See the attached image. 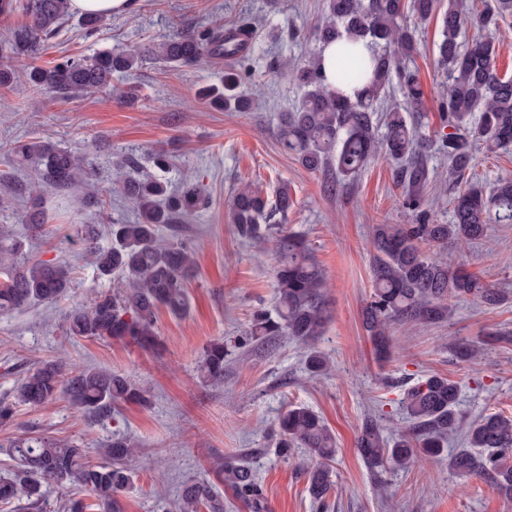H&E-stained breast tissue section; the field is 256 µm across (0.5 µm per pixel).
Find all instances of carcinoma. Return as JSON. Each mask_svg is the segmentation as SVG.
Instances as JSON below:
<instances>
[{
    "label": "carcinoma",
    "mask_w": 512,
    "mask_h": 512,
    "mask_svg": "<svg viewBox=\"0 0 512 512\" xmlns=\"http://www.w3.org/2000/svg\"><path fill=\"white\" fill-rule=\"evenodd\" d=\"M436 4L437 0H324L316 40L323 46L336 44V88L325 84L318 53L294 69V79L306 92L295 111L279 117L281 149L312 172L333 163L336 174L345 180L381 156L393 164L405 204L418 207L431 171L426 139L414 119V114L424 111L425 95L407 64L416 51V40L405 22L410 14L428 19ZM16 13L26 21L0 38V88L9 89L22 80L71 98L107 89L113 74L140 69L148 55L180 65L224 56L234 64L224 72L223 87H203L198 96L226 112L252 109V99L238 91L249 74L245 62L251 56L246 38L252 26L245 19L229 27L203 25L178 32L145 54L112 49L90 57L63 56L49 68L31 66L20 72L15 61L31 55L41 42L58 33L70 13L69 0H0L1 19ZM507 16H512V0H485L481 8L448 0L442 16L436 63L445 82L437 110L448 132L440 135L438 150L448 159L452 182L463 181L472 168L476 147L494 154L512 146V77L498 74L490 39H475L470 44L461 40L462 31L489 33ZM360 42L368 47L369 55L356 49ZM394 85L405 107L375 117L374 103ZM347 88L355 97L345 94ZM10 152L22 164L36 162L45 186L73 189L88 202L103 205L88 156L43 141L18 142ZM115 192L134 206L137 221L110 224L106 246L95 225H84L81 255L92 258L100 277L118 276L119 285L90 305L67 312L64 327L71 336L115 339L155 351L160 346L155 331L157 309L164 307L175 317L187 313L185 283L197 268L196 249L182 241L161 242L160 228L183 223L207 200L196 184L171 193L165 179L148 173L140 179H116ZM292 205L288 185H282L271 202L248 183L237 188L232 198L233 223L243 237L262 243L273 229L272 220L286 218ZM504 221H512L511 177L498 180L489 191L477 182L466 184L453 198L450 224L426 219L421 224L373 226V294L362 320L378 356L390 355L394 326L439 323L448 318L454 300L472 296L487 307L499 304L498 290L485 286L472 273L450 270L448 259L434 248L478 239L487 225ZM275 250L277 315L264 309L254 311L251 327L238 339L237 347L270 349L275 340L286 336L306 348L305 364L311 376L326 374L331 369L329 361L313 347L323 333L327 312L323 275L312 247L300 235L282 234L275 240ZM79 256L59 264L30 263L9 231H1L0 271H5V278L0 279V309L57 301L70 288ZM450 350L473 374L481 372V347L458 340ZM228 355L224 341L209 345L200 365L205 382H224ZM14 392L17 401L33 406L62 393L77 412L96 417L109 415L118 402H147L146 391L121 374L96 367L73 372L61 360L34 364ZM458 400L457 383L438 374L409 388L400 401L405 429L390 439L377 419L365 420L356 440L362 458L372 467L406 469L420 459L440 456L448 437L460 427ZM278 436L283 456L299 448L306 452L310 493L325 500L336 486L334 434L313 410L291 406L279 417ZM463 438L465 448L448 457V469L463 481L483 478L497 493L512 498V416H483L466 428ZM0 450L15 462L14 468L0 474V502L22 501L30 512L42 508L45 485L82 490L91 500L89 504L69 500L60 505L62 512H116V497L134 482L130 462L140 453L133 442L117 437L103 448L107 461L94 465L86 461L85 449L79 444L30 431L0 442ZM213 467L252 512H262V490L249 466L218 459ZM203 506L209 512H224V500L209 482H187L176 512H200Z\"/></svg>",
    "instance_id": "carcinoma-1"
}]
</instances>
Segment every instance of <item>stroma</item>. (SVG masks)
Masks as SVG:
<instances>
[{
	"label": "stroma",
	"mask_w": 512,
	"mask_h": 512,
	"mask_svg": "<svg viewBox=\"0 0 512 512\" xmlns=\"http://www.w3.org/2000/svg\"><path fill=\"white\" fill-rule=\"evenodd\" d=\"M322 10L323 0H134L129 13L104 18L91 36L70 15L35 54V64L47 66L64 54L137 49L200 23L227 26L246 17L253 21L255 44L252 77L242 86L254 100L249 112L218 111L196 99L198 87L222 83L227 64L216 59L184 67L150 59L136 73L113 75L110 89L69 99L31 91L22 82L0 88L6 101L0 111V171L12 175L0 184V225L12 226L29 258L70 260L81 247L77 226L94 224L104 233L112 220L135 221L136 212L117 201L89 207L78 195L44 187L36 164L13 165L7 149L14 141L36 138L86 151L105 192L121 158H138L148 172L149 155L162 150L172 160L165 175L172 189L196 181L208 198L191 220L162 229L164 239L196 248L198 268L187 285L188 313L157 314L159 351L66 334L64 314L89 304L93 291L112 288L88 261L73 269L62 299L0 312V403L11 409L9 420L0 423V441L35 431L80 443L87 461L99 464L112 435L130 439L144 456L133 463L135 485L119 495L118 512H175L181 488L191 479L208 480L223 496L224 512H247L214 470L219 458L256 472L263 512H512V500L477 478L461 493H449L455 477L447 455L462 448V436L449 440L446 455L406 470L370 468L356 449L367 417L401 422L398 401L404 391L433 374L458 382L463 423L495 412L512 415V223L488 225L481 238L448 247L449 266L500 289L502 302L487 307L467 297L454 302L441 323L395 327L390 357L378 359L362 321L372 294V227L411 224L415 215L404 206L384 159L337 183L333 167L305 169L281 150L276 134L279 114L301 102L303 90L290 69L312 58ZM407 25L417 41L409 66L429 109L422 129L431 169L424 206L443 224L451 219L458 188L449 183L448 161L438 152L440 122L433 110L444 81L435 63L441 17H411ZM129 89L135 100L124 98ZM246 182L270 199L281 185L292 191L294 205L283 229L306 236L326 283L329 318L315 346L329 358L330 375L310 377L303 348L284 338L270 352L234 349L222 385H208L199 376L210 343L233 345L248 331L256 309H276L273 247H254L232 220V197ZM35 200L48 217L38 226L26 221ZM461 338L484 348L480 374L449 351V343ZM59 356L71 370L91 366L127 376L147 389L149 404L118 403L110 416L92 418L77 413L63 395L38 407L17 402L13 390L26 370ZM296 404L313 409L336 437L337 485L323 504L308 491L301 454L284 459L276 451L278 418Z\"/></svg>",
	"instance_id": "obj_1"
}]
</instances>
